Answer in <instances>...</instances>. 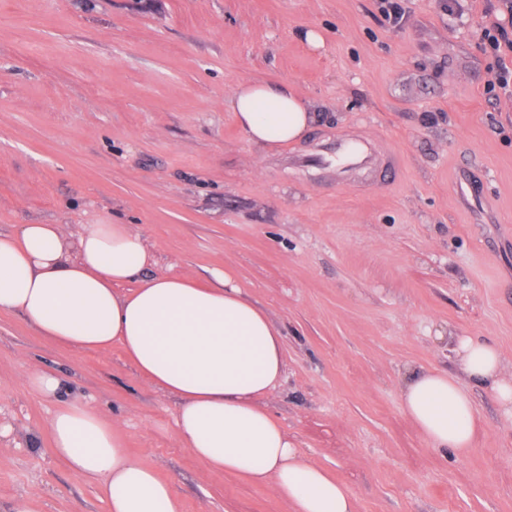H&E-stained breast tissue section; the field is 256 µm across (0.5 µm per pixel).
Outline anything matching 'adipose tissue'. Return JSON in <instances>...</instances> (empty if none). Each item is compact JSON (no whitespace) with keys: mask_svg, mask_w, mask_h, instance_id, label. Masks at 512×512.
Here are the masks:
<instances>
[{"mask_svg":"<svg viewBox=\"0 0 512 512\" xmlns=\"http://www.w3.org/2000/svg\"><path fill=\"white\" fill-rule=\"evenodd\" d=\"M225 106L259 144L298 141L314 120L307 101L268 82L239 85ZM153 262L143 235L126 224L87 225L73 242L60 225L24 224L0 234V309L20 312L61 346L120 345L147 382L179 399L180 440L209 471L269 487L291 512H354L350 489L305 461L263 403L285 363L280 330L230 272L214 273L207 286L186 274L143 277ZM453 353L456 373L408 369L400 397L433 447L462 453L477 423L470 384L488 387L505 409L512 380L492 344L459 336ZM29 383L59 402L48 420L55 454L99 489L110 512H182L171 486L126 452L120 431L91 403L63 400L50 372Z\"/></svg>","mask_w":512,"mask_h":512,"instance_id":"obj_1","label":"adipose tissue"}]
</instances>
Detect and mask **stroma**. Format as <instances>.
<instances>
[{"label": "stroma", "mask_w": 512, "mask_h": 512, "mask_svg": "<svg viewBox=\"0 0 512 512\" xmlns=\"http://www.w3.org/2000/svg\"><path fill=\"white\" fill-rule=\"evenodd\" d=\"M0 0V233L126 224L150 274L208 285L231 271L282 332L265 399L355 512H512V419L470 395L472 448H433L402 412L405 367L455 373L452 337L494 343L512 374V86L482 47L489 0ZM319 32L324 45L302 38ZM285 84L313 104L298 142H252L224 101ZM395 153L378 178L313 165L332 140ZM59 376L92 399L184 512H289L269 489L209 472L173 423L177 399L119 346L82 351L0 311V512H108L52 452Z\"/></svg>", "instance_id": "stroma-1"}]
</instances>
